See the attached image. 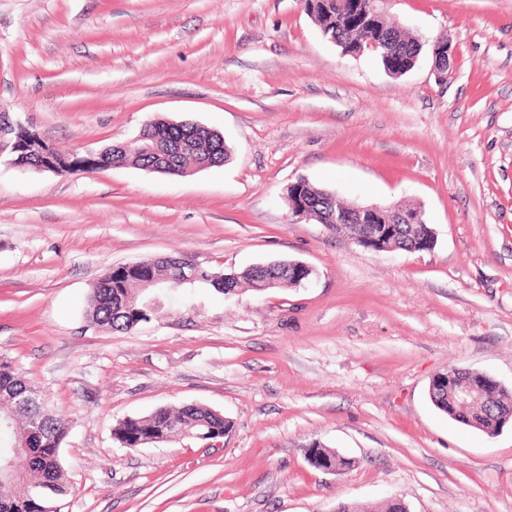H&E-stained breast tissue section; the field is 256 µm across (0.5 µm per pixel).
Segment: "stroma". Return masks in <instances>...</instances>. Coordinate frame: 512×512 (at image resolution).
<instances>
[{
  "instance_id": "stroma-1",
  "label": "stroma",
  "mask_w": 512,
  "mask_h": 512,
  "mask_svg": "<svg viewBox=\"0 0 512 512\" xmlns=\"http://www.w3.org/2000/svg\"><path fill=\"white\" fill-rule=\"evenodd\" d=\"M423 44L403 76L343 54L302 0H0V111L64 152L148 122L217 130L223 166L58 176L0 152V360L68 434L61 512H512V426L490 437L428 398L432 376L512 384V0H379ZM448 37L457 65L431 73ZM305 179L421 207L427 252L374 253L293 216ZM180 257L211 272L275 260L307 287L221 295L198 282L119 333L86 316L113 266ZM203 405L220 449L127 448L119 421ZM320 442L352 457L313 468Z\"/></svg>"
}]
</instances>
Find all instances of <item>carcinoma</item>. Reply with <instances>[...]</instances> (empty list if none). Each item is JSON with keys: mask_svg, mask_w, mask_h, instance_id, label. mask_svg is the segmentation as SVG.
Returning <instances> with one entry per match:
<instances>
[{"mask_svg": "<svg viewBox=\"0 0 512 512\" xmlns=\"http://www.w3.org/2000/svg\"><path fill=\"white\" fill-rule=\"evenodd\" d=\"M350 6L338 10H321L312 15L322 32L332 35L343 46L361 38L374 41V53L384 69L394 72L413 69V60L420 55L418 37L379 17L370 27L362 28L359 17L371 12L373 0H349ZM141 139L127 148L115 149L104 157L105 165L134 163L147 167L163 162L178 175H188L201 168L224 164L230 150L221 147L223 138L216 132L191 126L180 128L165 121L151 122L140 131ZM156 142L160 152L143 149L146 143ZM328 193L303 180L287 189V199L292 204L316 201ZM173 260L151 259L136 266L113 267L105 274L98 287L91 289L88 318L99 327L112 331H130L155 315L150 300L165 285ZM288 262L266 264L261 269H245L231 281L224 274L206 277L203 282L220 293L226 288L246 285L254 292H261L259 285L275 279L280 286H293L296 281L288 278L284 269ZM0 386L25 389L28 383L21 378L9 361L0 360ZM433 406L450 419L475 428L487 435H495L512 424V391L491 388L488 399L468 407L457 406L450 389L435 385L428 389ZM232 422L200 405L161 407L143 417H129L114 429V438L127 448H138L152 442H162L174 435L203 434L209 440H220L231 431ZM28 415L16 408L14 397L0 393V461L23 459V466L12 465V482L9 489L0 492V512H43V507L65 498L70 490L62 465L58 463L59 448L67 434L66 422L51 415L44 433L39 437H26ZM26 448L19 450L21 441Z\"/></svg>", "mask_w": 512, "mask_h": 512, "instance_id": "carcinoma-1", "label": "carcinoma"}]
</instances>
